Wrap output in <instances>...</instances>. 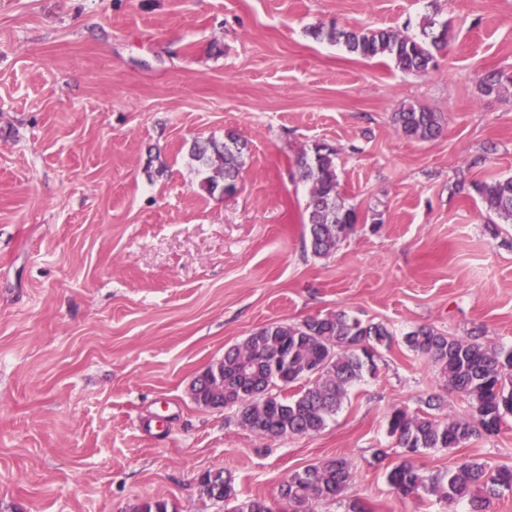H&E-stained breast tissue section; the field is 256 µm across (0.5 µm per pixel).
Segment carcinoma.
<instances>
[{
  "label": "carcinoma",
  "instance_id": "1",
  "mask_svg": "<svg viewBox=\"0 0 512 512\" xmlns=\"http://www.w3.org/2000/svg\"><path fill=\"white\" fill-rule=\"evenodd\" d=\"M348 51L364 58H386L403 72L425 73L436 63L435 53L452 37L448 23L426 18L421 36L391 29L335 26L318 31ZM394 122L404 137L431 140L442 131L435 112L409 106L395 113ZM244 144L232 131L224 141L195 142L192 157L211 171L201 189L212 193L224 182V193L236 190L243 165ZM302 178L310 184V200L304 222L313 253L327 257L352 234L358 224L354 208L345 205L339 192L336 151L316 144L296 160ZM473 191L486 207L489 223L512 224V176L478 181ZM392 334L381 323L363 322L343 310L308 317L297 323H272L254 331L242 343L228 348L213 365L219 374L201 381L203 397L224 384V402L237 409L239 420L258 435L278 438L319 432L336 414L348 390L364 375L375 374L378 349L388 347ZM408 350L428 359L436 368L448 394L463 397L469 413L456 419H439L428 412L391 411L389 436L398 447L412 453L435 448H461L481 435L500 432L512 418V349L484 344L477 336L458 339L421 326L404 336ZM288 355V382L280 390L304 383L300 392L276 394L262 400L257 389L268 383L279 355ZM355 480L344 457L309 465L295 472L281 486L280 496L295 509L338 498ZM389 485L401 497L437 495L451 502L466 500L472 512H487L501 489L512 488V469L491 468L485 462L464 460L444 472L431 473L407 456L388 473ZM200 493L222 499L229 512H275L262 498L240 499L230 477L208 472L199 483Z\"/></svg>",
  "mask_w": 512,
  "mask_h": 512
}]
</instances>
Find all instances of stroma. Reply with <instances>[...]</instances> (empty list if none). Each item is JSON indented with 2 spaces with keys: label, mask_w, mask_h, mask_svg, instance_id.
Returning <instances> with one entry per match:
<instances>
[{
  "label": "stroma",
  "mask_w": 512,
  "mask_h": 512,
  "mask_svg": "<svg viewBox=\"0 0 512 512\" xmlns=\"http://www.w3.org/2000/svg\"><path fill=\"white\" fill-rule=\"evenodd\" d=\"M453 38L423 74L364 60L320 28ZM502 76L488 95L481 79ZM442 119L433 140L394 114ZM245 142L233 195L200 188L194 141ZM336 151L359 224L315 256L297 157ZM512 176V0H0V512H224L203 497L279 504L297 470L344 457L355 482L308 512H468L402 498L394 408L447 395L407 350L421 326L512 349V226L490 232L471 183ZM343 310L393 336L378 370L310 435L258 436L189 386L272 323ZM512 468V418L465 447L424 451ZM398 131L404 137L417 140H431L442 131L441 119L435 112L409 106L394 115ZM204 480L199 483V490L202 495L209 499H224L226 503H232L229 512H275L276 510L265 499L245 498L239 499L229 476L223 475L221 471L208 472L204 474ZM202 476V477H203ZM224 485V490L218 491V487Z\"/></svg>",
  "instance_id": "obj_1"
}]
</instances>
